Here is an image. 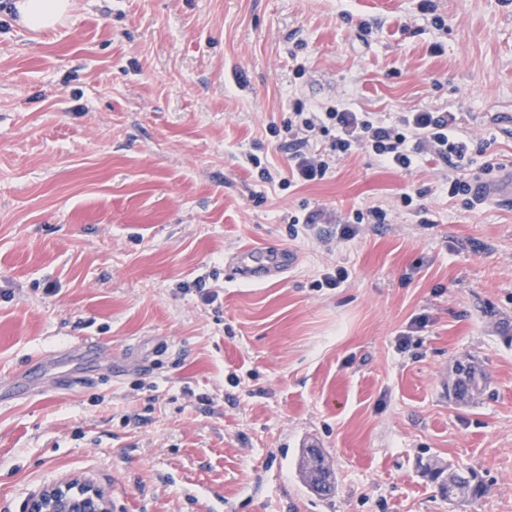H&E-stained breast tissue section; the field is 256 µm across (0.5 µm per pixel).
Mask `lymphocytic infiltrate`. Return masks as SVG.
<instances>
[{
    "mask_svg": "<svg viewBox=\"0 0 512 512\" xmlns=\"http://www.w3.org/2000/svg\"><path fill=\"white\" fill-rule=\"evenodd\" d=\"M330 136L328 146L320 137ZM491 139H475L452 109H419L400 113L395 120L375 112H359L339 103L326 108L297 107L288 121L290 163L285 185L323 179L333 162L352 151L364 149L384 165L411 170L426 156L446 166L448 195L461 198L466 208L479 203L480 178L499 169L495 159L485 161L479 174H471L474 153H486Z\"/></svg>",
    "mask_w": 512,
    "mask_h": 512,
    "instance_id": "1",
    "label": "lymphocytic infiltrate"
}]
</instances>
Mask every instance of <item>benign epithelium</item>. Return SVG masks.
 <instances>
[{"label":"benign epithelium","instance_id":"7a95c632","mask_svg":"<svg viewBox=\"0 0 512 512\" xmlns=\"http://www.w3.org/2000/svg\"><path fill=\"white\" fill-rule=\"evenodd\" d=\"M23 512H111V505L102 489L87 480L71 478L29 496Z\"/></svg>","mask_w":512,"mask_h":512}]
</instances>
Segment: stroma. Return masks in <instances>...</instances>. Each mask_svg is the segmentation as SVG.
I'll return each mask as SVG.
<instances>
[{
  "mask_svg": "<svg viewBox=\"0 0 512 512\" xmlns=\"http://www.w3.org/2000/svg\"><path fill=\"white\" fill-rule=\"evenodd\" d=\"M74 3L32 31L0 0V512L72 477L112 512H512V204L469 210L436 160L359 150L287 189L247 161L287 170L296 104L340 101L459 107L511 163L512 0ZM375 205L386 223L337 239ZM267 245L298 265L229 275ZM464 357L488 378L467 404ZM73 371L95 384L58 389ZM310 445L330 499L298 476ZM422 459L486 495L442 498ZM259 256L263 258L249 251L233 256L229 267L234 277L253 283L266 282L287 272L297 260L296 255L286 249H266ZM319 452V448H303L299 459V472L304 486L314 495L320 498H329L336 490V477L327 461L326 464L316 470L309 467V458Z\"/></svg>",
  "mask_w": 512,
  "mask_h": 512,
  "instance_id": "obj_1",
  "label": "stroma"
}]
</instances>
